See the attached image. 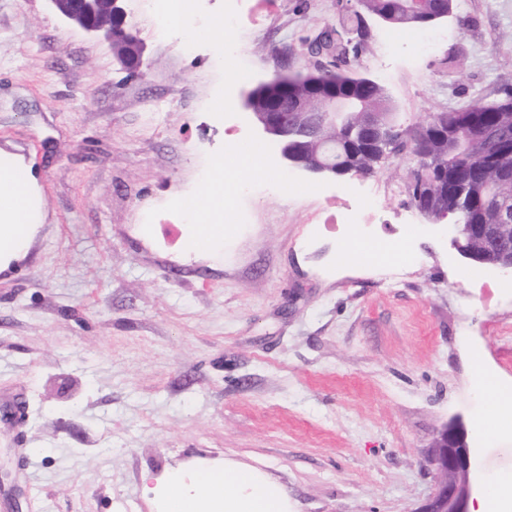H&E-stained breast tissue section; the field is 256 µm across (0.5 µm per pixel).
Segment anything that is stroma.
Returning a JSON list of instances; mask_svg holds the SVG:
<instances>
[{
  "mask_svg": "<svg viewBox=\"0 0 512 512\" xmlns=\"http://www.w3.org/2000/svg\"><path fill=\"white\" fill-rule=\"evenodd\" d=\"M224 4L200 0L193 42L159 32L152 0H125L134 76L47 0H0V150L33 160L46 215L0 273L7 512H153L144 473L223 459L263 472L292 512H414L457 420L487 476L512 474V418L473 383L480 365L512 387V292L483 288L409 193L417 128L512 88V0H454L424 27L369 20L348 68L385 89L404 137L364 177L225 150L228 118L238 144L268 145L243 93L312 71L304 38L356 0L243 6L231 66L201 36ZM221 160L248 221L223 255L183 257L192 226L171 201L205 194ZM374 186L361 223H325ZM356 240L402 253L366 262Z\"/></svg>",
  "mask_w": 512,
  "mask_h": 512,
  "instance_id": "stroma-1",
  "label": "stroma"
}]
</instances>
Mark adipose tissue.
<instances>
[{"instance_id":"1","label":"adipose tissue","mask_w":512,"mask_h":512,"mask_svg":"<svg viewBox=\"0 0 512 512\" xmlns=\"http://www.w3.org/2000/svg\"><path fill=\"white\" fill-rule=\"evenodd\" d=\"M210 199L182 196L177 209L195 224L186 246L192 252H212L224 243L223 225L212 217L224 207V166L215 164ZM44 221L41 188L31 166L16 155L0 152V272L26 258L32 239ZM145 495L161 498L166 512H285L280 491L248 468L221 466L189 468L143 477Z\"/></svg>"}]
</instances>
